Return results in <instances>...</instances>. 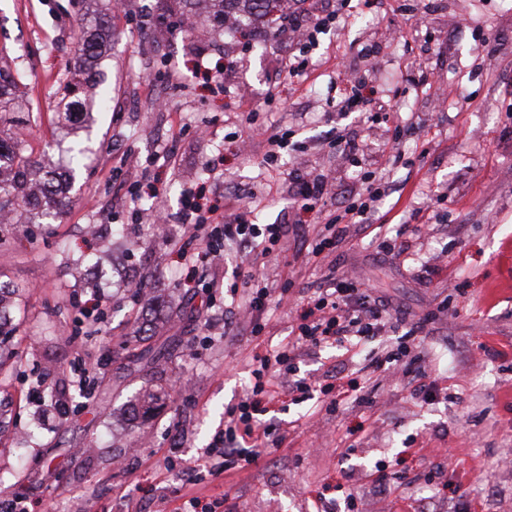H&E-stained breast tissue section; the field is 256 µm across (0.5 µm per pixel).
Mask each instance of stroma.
<instances>
[{"label": "stroma", "instance_id": "obj_1", "mask_svg": "<svg viewBox=\"0 0 512 512\" xmlns=\"http://www.w3.org/2000/svg\"><path fill=\"white\" fill-rule=\"evenodd\" d=\"M289 9L304 20L360 21L300 45L280 24ZM99 13L112 31L103 67L111 100L103 110L87 105L92 156L52 223L0 226V281L25 289L10 310L15 357L0 382V496L37 512L179 506L167 463L203 458L225 408L251 385L257 348L233 329L207 334L206 319H235L207 307L202 290L224 272L188 276L150 229L142 200L156 188L176 215L192 190L213 207L252 202L256 224L295 223L288 184L262 166L266 143L238 150L252 112L290 129L285 161L332 179L323 217L387 182L369 228L348 225L336 253L298 261L291 293L300 303L329 273L346 275L386 296L394 322L356 356L329 344L303 349L296 377L332 384L331 394L275 402L267 418L287 428V446L192 494L226 497L231 512H313L320 497L354 498L353 512H512L503 454L512 448V0H290L246 39L208 21L205 38L183 30L180 0H126L120 11L115 0H0V63L23 74L33 116L23 147L49 170L62 157L58 88L81 69L76 36ZM301 52L305 73L288 76L283 63ZM343 58L378 90L369 111L346 108L332 87ZM215 67L224 71L218 84L205 77ZM422 74L462 97L427 99L415 90ZM398 125L409 133L390 165L377 146ZM339 136L359 144L357 164L332 147ZM87 225L99 233L87 235ZM400 244L402 257L390 251ZM81 255L113 262L103 281L111 302L86 316L79 308L95 271L74 266ZM429 312L432 322L413 332ZM147 342L170 356L142 370L131 359ZM414 347L438 388L429 405L413 378L369 367ZM96 362L100 380L81 399L76 371ZM148 390L161 395L155 411L133 417L130 403ZM52 391L73 405L66 419ZM347 445L352 454L340 456ZM379 467L389 490L371 478Z\"/></svg>", "mask_w": 512, "mask_h": 512}]
</instances>
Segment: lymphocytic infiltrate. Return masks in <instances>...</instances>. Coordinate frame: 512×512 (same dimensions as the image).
Instances as JSON below:
<instances>
[{"label":"lymphocytic infiltrate","mask_w":512,"mask_h":512,"mask_svg":"<svg viewBox=\"0 0 512 512\" xmlns=\"http://www.w3.org/2000/svg\"><path fill=\"white\" fill-rule=\"evenodd\" d=\"M287 177L294 184L296 212L307 218L304 230L313 241L311 258L338 249L344 240V224L365 222L368 208L364 205L349 208L343 220L321 221L316 206L330 190L327 175L293 169L288 171ZM199 209L197 193L187 194L180 213L181 233L167 240L172 250L179 252L188 271L199 270L226 247H256L261 256L279 255L278 245L287 232L285 225L252 223L247 211L236 203L224 210H211L204 220L197 217ZM186 238L197 242L196 251H185L182 241ZM228 294L246 315L241 330L255 341H262L267 334L266 313L272 300L271 288L259 286L242 294L233 285ZM388 323L384 297L371 295L369 289L357 287L348 278H331L329 288L316 291L306 306L296 310L292 340L284 346H267L263 353L254 355L253 384L237 404L225 409L224 427L213 438L209 462L203 466L184 465L188 483L199 484L207 474L214 476L236 467L258 466L267 448L287 441V430L267 424L264 416L279 396L274 388L276 373L293 363L297 351L330 341L346 342L355 348L381 335Z\"/></svg>","instance_id":"1"}]
</instances>
